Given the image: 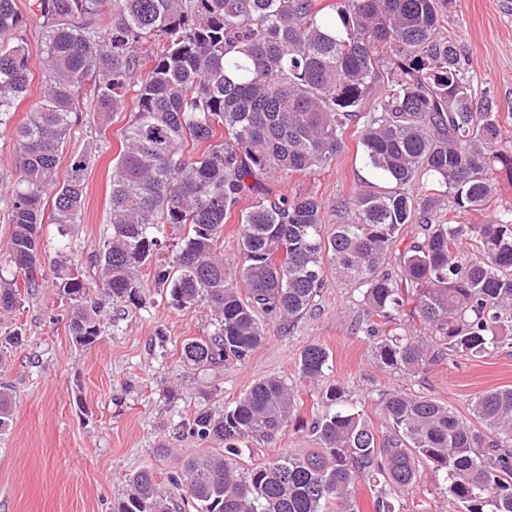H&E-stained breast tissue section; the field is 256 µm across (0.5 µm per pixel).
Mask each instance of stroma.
<instances>
[{
	"mask_svg": "<svg viewBox=\"0 0 512 512\" xmlns=\"http://www.w3.org/2000/svg\"><path fill=\"white\" fill-rule=\"evenodd\" d=\"M23 19L33 77L12 121L21 123L43 95L40 68L42 21L17 0ZM448 32L468 60L474 88L498 100L512 113V0H453ZM129 115H114L105 131H97L83 113L63 147L59 178L71 160L95 154L84 173L85 200L80 224L70 234L71 258L86 274H94L109 228L113 161L121 149V131ZM334 163L314 175L294 174L274 180L280 194L313 193L325 205L324 231L337 222V201L358 190L370 174L359 157L353 130ZM365 318L360 296L336 274H328L313 306L294 325L274 321L245 362L225 367L219 382L209 372L180 362L185 340L213 329L207 305L177 309L165 293L150 287L141 309L116 316L111 303L100 309V339L91 347L73 343L68 308L51 284L25 297L14 312L0 315V384L14 391L13 424L0 434V512H112L127 492V477L144 468L167 484L192 456L214 453L219 445L179 433V424L199 408L222 411L252 385L269 376L292 383L297 409L276 448L248 445L236 462L249 470L274 451L312 447L308 429L321 409L319 385L300 379L301 352L318 344L332 363L326 378L341 383L353 407L370 417L378 436L390 429L376 400L381 393L404 391L451 406L470 418L479 394L512 386V347L477 361L448 362L408 375L382 369L374 362L370 342L359 328ZM20 342H13L14 334ZM211 390L203 399V390ZM168 445L160 453V445ZM423 479L402 499V512H460L449 504L446 483L429 464Z\"/></svg>",
	"mask_w": 512,
	"mask_h": 512,
	"instance_id": "35a3bbf8",
	"label": "stroma"
}]
</instances>
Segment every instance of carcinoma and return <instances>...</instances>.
Listing matches in <instances>:
<instances>
[{
    "label": "carcinoma",
    "mask_w": 512,
    "mask_h": 512,
    "mask_svg": "<svg viewBox=\"0 0 512 512\" xmlns=\"http://www.w3.org/2000/svg\"><path fill=\"white\" fill-rule=\"evenodd\" d=\"M452 0H31L43 19L42 100L13 129L17 179L10 185L7 262L0 311L45 282L44 219L56 225L53 286L70 301L76 345L101 335L94 294L139 308L141 268L166 230L172 258L153 270L169 304H207L214 331L182 343L187 368L220 372L244 362L264 336L262 318L293 323L313 304L327 268L360 290L361 328L383 368L414 375L447 359H482L512 344V205L491 208L499 175L512 183L506 120L477 98L456 41L444 32ZM107 27L100 25L105 9ZM30 55L16 0H0V134L28 91ZM381 95L373 96L378 83ZM112 168L110 233L87 282L66 239L80 223L82 155L58 178L79 112L99 128L128 107ZM356 123L373 181L338 205L326 237L312 193L275 194L267 183L314 175L343 148ZM419 184L421 192L410 191ZM53 191L50 215L43 199ZM244 199L239 250L221 254L224 224ZM479 224L457 221L461 213ZM420 231L404 242L406 226ZM245 286L240 291L239 285ZM418 316L413 332L400 323ZM329 353L310 345L299 377L323 381ZM13 391L0 385V433L13 423ZM383 442L344 387L322 390L316 447L279 453L249 471L241 445L274 446L295 410L286 379L267 377L222 413L201 408L183 432L222 450L190 458L170 485L141 470L113 512H355L360 482L379 488L374 512H398L394 495L415 487L426 460L461 512H512V387L479 395L474 421L432 398L392 391L378 403Z\"/></svg>",
    "instance_id": "cac0c4a2"
}]
</instances>
